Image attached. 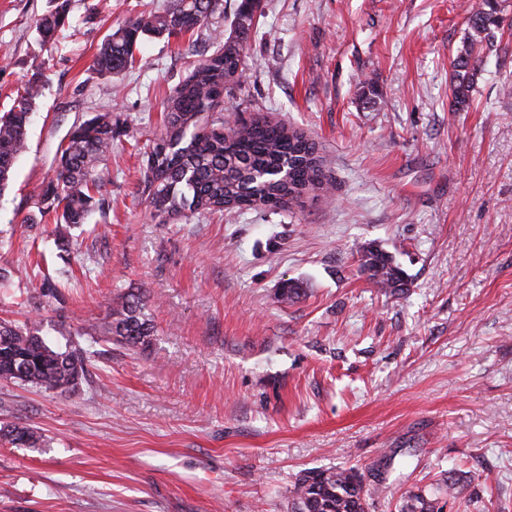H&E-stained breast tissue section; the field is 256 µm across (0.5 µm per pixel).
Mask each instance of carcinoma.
Returning a JSON list of instances; mask_svg holds the SVG:
<instances>
[{
    "label": "carcinoma",
    "mask_w": 512,
    "mask_h": 512,
    "mask_svg": "<svg viewBox=\"0 0 512 512\" xmlns=\"http://www.w3.org/2000/svg\"><path fill=\"white\" fill-rule=\"evenodd\" d=\"M54 9L37 25L41 40L55 41L68 20V0H54ZM468 21L463 48L452 61V95L464 108L482 72L484 55L497 49L499 28L496 0ZM219 0H171L161 12L143 13L110 33L94 58V67L107 75L119 74L136 62L134 51L144 35L179 36L201 26ZM235 34L203 59L174 91L168 103L167 124L145 152L142 195L153 218L190 212L217 213L231 209L291 207L307 191H324L329 182L315 143L300 130L266 121L224 127L217 113L227 77L244 67L243 40L253 26L250 0H240ZM39 86L30 84L14 106L0 114V193L6 189L14 164L27 143V132ZM112 112H97L76 123L61 147L55 177L37 195V213L25 218L54 215L57 245L69 246L71 229L84 224L103 202L96 197L97 177L112 154ZM360 268L369 280L392 292L406 281L393 257L369 243L360 250ZM141 294L128 293L112 310L107 333L114 341L144 350L152 343L155 326L143 312ZM91 363V352L75 345L64 351L40 335V322L16 326L0 320V379L30 384L48 392L74 393ZM0 439L15 447L36 446L40 435L26 426L0 428ZM382 486L369 483L354 467L307 469L295 480L288 512H368L370 500ZM431 497L414 494L400 512H435Z\"/></svg>",
    "instance_id": "carcinoma-1"
}]
</instances>
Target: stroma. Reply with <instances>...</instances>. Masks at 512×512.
<instances>
[{
	"instance_id": "35a3bbf8",
	"label": "stroma",
	"mask_w": 512,
	"mask_h": 512,
	"mask_svg": "<svg viewBox=\"0 0 512 512\" xmlns=\"http://www.w3.org/2000/svg\"><path fill=\"white\" fill-rule=\"evenodd\" d=\"M169 4L70 0L46 45L36 21L52 0H0V113L41 87L0 193V318L94 349L73 395L0 380V426L42 436L0 445V512H288L296 477L321 466L373 471L370 512L420 491L441 512H512V47L485 58L468 108L451 90L482 0H261L224 123L301 129L332 189L161 224L141 193L145 153L239 0L193 32L143 37L133 70L93 60L111 30ZM104 110L105 206L63 251L52 217L25 218L74 123ZM366 242L407 288L361 273ZM286 280L304 295L277 301ZM132 290L156 327L145 350L104 333ZM41 436L38 433L26 426L14 425L8 429L0 428V439L1 442H7L8 444L15 447H35Z\"/></svg>"
}]
</instances>
